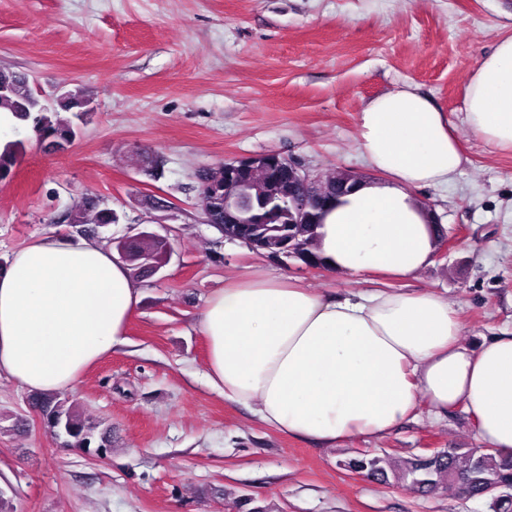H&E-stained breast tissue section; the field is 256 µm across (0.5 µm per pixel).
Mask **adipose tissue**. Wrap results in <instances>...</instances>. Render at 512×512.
Listing matches in <instances>:
<instances>
[{
    "instance_id": "1",
    "label": "adipose tissue",
    "mask_w": 512,
    "mask_h": 512,
    "mask_svg": "<svg viewBox=\"0 0 512 512\" xmlns=\"http://www.w3.org/2000/svg\"><path fill=\"white\" fill-rule=\"evenodd\" d=\"M462 111L494 150L512 151V33L471 73ZM357 140L384 177L360 181L324 214L320 254L341 273L409 278L437 249L414 191L450 184L463 150L444 112L408 85L363 106ZM140 301L128 266L103 243L29 244L0 270V374L36 392L74 388L124 342ZM200 330L210 386L282 434L328 445L380 438L424 399L439 418L465 407L478 440L512 456V336L468 346L440 294L336 299L296 279L249 277L208 299Z\"/></svg>"
}]
</instances>
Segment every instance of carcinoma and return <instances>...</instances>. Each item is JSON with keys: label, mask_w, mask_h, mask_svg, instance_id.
<instances>
[{"label": "carcinoma", "mask_w": 512, "mask_h": 512, "mask_svg": "<svg viewBox=\"0 0 512 512\" xmlns=\"http://www.w3.org/2000/svg\"><path fill=\"white\" fill-rule=\"evenodd\" d=\"M9 81L8 91L0 94V112H9L19 122L31 127L37 141L45 148L63 150L71 145L77 134L78 122L83 113L73 111L74 106L89 99L80 87L67 93L63 102L45 104L30 85L27 75L9 68H0V79ZM68 116H63V113ZM19 142H11L0 151V179L9 176L18 161ZM359 176L348 170H336L320 175V193L328 200L309 208L305 224H297L293 230L295 245L308 253H316L315 228L320 224L323 210L349 193ZM248 197L250 210L244 217L264 218L274 229L292 219L291 207L287 200L270 198L264 174L252 178V186L239 191ZM118 215L102 206L96 196H85L67 215V223L73 232L84 235L90 224H116ZM126 249L144 260V265L163 260L165 246L153 238L133 239ZM47 428L69 448H89L94 442L107 448L111 440L107 433L95 434L96 426L86 421L72 408L54 396L35 392L30 398ZM351 472L363 473L380 482L393 478L405 482L414 492L421 495L433 494L439 490L462 498H485L490 512H512V457L505 458L492 449L477 451L473 448L461 453L449 448L434 456L416 457L396 468L389 459L378 455L362 453L344 464Z\"/></svg>", "instance_id": "cac0c4a2"}]
</instances>
